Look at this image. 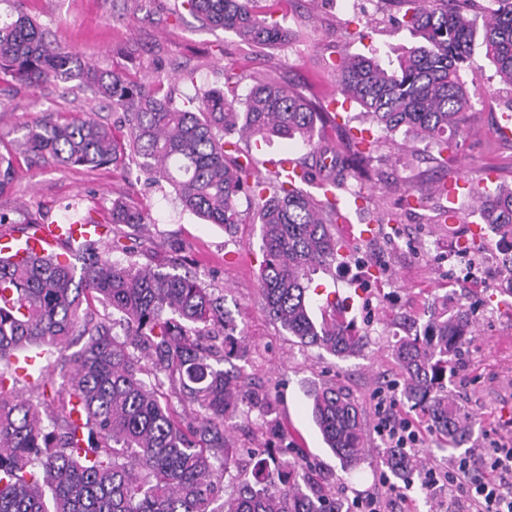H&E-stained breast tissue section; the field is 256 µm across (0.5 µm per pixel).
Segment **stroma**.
<instances>
[{
	"label": "stroma",
	"instance_id": "35a3bbf8",
	"mask_svg": "<svg viewBox=\"0 0 512 512\" xmlns=\"http://www.w3.org/2000/svg\"><path fill=\"white\" fill-rule=\"evenodd\" d=\"M376 0H296L277 4L288 41L270 48L247 46L233 34L203 25L181 0H25V9L46 28L51 40L71 50L78 60L103 68L122 67L139 77L160 75L175 81L179 92L220 87L233 76L238 97H245L256 78L272 76L323 103L338 102V113L351 132L377 136L355 104L343 101L332 65L339 52L377 54L381 63L412 46L413 37L395 21L368 22ZM191 80H184V73ZM491 65H484L475 83L478 98L469 113L471 135L463 149L439 156L434 146L405 142L403 133L379 143L373 167L382 172L370 201L352 213L351 223L375 224L368 241L350 245L331 266L317 269L312 285L313 319L330 313L327 295L346 301L345 315L365 338L355 355L339 358L300 344L275 324L260 299L263 261L260 227L245 223L231 232L205 223L182 210L169 188L123 173L111 166L98 169L40 164L24 167L12 188L0 194L1 230L26 233L28 221H62L71 203L80 214L94 213L108 221L112 201L125 196L141 202L148 224L143 239L157 243V258L178 250L186 267L206 285L222 290L224 309L238 350L230 357L249 382L266 393L273 405L266 415L245 405L226 418L231 438L249 462L280 458L284 449H302L309 481L335 493L342 502L368 491L384 469L383 446L366 433L367 453L350 473L324 444L311 417L308 392L334 384L359 404L366 425H374V395L382 388H402L403 378L393 345L421 333L434 306L464 305L471 312L472 341L455 360L447 382L448 397L472 427L464 445L492 448L512 442V297L501 294L498 275L502 243L486 233L480 254H466L462 241L477 218L472 202L460 198L453 225L437 218L442 204L431 196L423 204H407V189L464 177L489 188L512 187V145H501L496 119L512 90L499 85ZM90 107L70 84H49L39 90L0 81V142L21 139L24 124L37 110L72 115ZM395 213L394 224L381 223Z\"/></svg>",
	"mask_w": 512,
	"mask_h": 512
}]
</instances>
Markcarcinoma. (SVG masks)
<instances>
[{"label": "carcinoma", "instance_id": "1", "mask_svg": "<svg viewBox=\"0 0 512 512\" xmlns=\"http://www.w3.org/2000/svg\"><path fill=\"white\" fill-rule=\"evenodd\" d=\"M418 44L382 65L346 55L334 63L340 93L388 139L403 132L443 153L467 134L473 108L466 71L474 51L512 87V0H393ZM212 28L256 47L288 38L265 0H182ZM0 74L30 88L76 79L112 109L126 128L117 140L94 112L25 126L14 155H0V192L12 185L20 160L99 168L121 160L168 184L182 207L224 229L252 218L261 226L264 262L260 296L269 316L307 347L338 357L361 348L352 325L310 315V275L336 261L341 241L336 198H319L273 175L259 176L257 159L238 142L299 139L309 148L296 162L306 182L318 180L364 196L370 155L379 139L348 135L338 147L321 144L319 129L339 127L336 112L274 78L258 79L240 100L224 87L180 99L172 85L139 82L124 72L74 69V54L50 41L21 9L0 23ZM246 197L253 210H240ZM475 213L502 239H512V189L470 182ZM146 212L112 200V223L139 228ZM120 252L125 258L111 257ZM134 247L81 243V270L50 254L16 265L0 260V512H343L321 487L301 485L298 457L276 462L288 476L278 486L267 465L254 466L223 496V471L238 448L224 416L245 404L269 406L267 395L224 368V295L178 269L131 260ZM471 334L468 310L434 317L422 337L404 338L393 357L404 375L403 398L431 421L442 444L456 448L469 423L448 400V372ZM80 349L70 351L74 344ZM22 351L47 361L30 381L17 371ZM311 412L345 471L364 452L365 423L349 394L336 386L310 393ZM193 407L180 413L174 402ZM384 458L409 477L416 462L397 448Z\"/></svg>", "mask_w": 512, "mask_h": 512}]
</instances>
